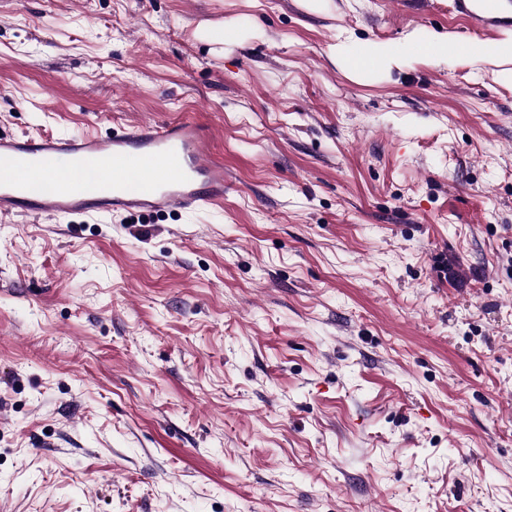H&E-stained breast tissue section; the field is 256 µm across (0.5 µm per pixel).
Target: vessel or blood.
I'll list each match as a JSON object with an SVG mask.
<instances>
[{
    "label": "vessel or blood",
    "instance_id": "obj_1",
    "mask_svg": "<svg viewBox=\"0 0 512 512\" xmlns=\"http://www.w3.org/2000/svg\"><path fill=\"white\" fill-rule=\"evenodd\" d=\"M475 31L512 27V0H452ZM186 115L111 134L0 136V217L200 210L224 199V163Z\"/></svg>",
    "mask_w": 512,
    "mask_h": 512
}]
</instances>
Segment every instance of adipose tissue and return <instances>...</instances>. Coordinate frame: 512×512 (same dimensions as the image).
I'll return each instance as SVG.
<instances>
[{
    "label": "adipose tissue",
    "mask_w": 512,
    "mask_h": 512,
    "mask_svg": "<svg viewBox=\"0 0 512 512\" xmlns=\"http://www.w3.org/2000/svg\"><path fill=\"white\" fill-rule=\"evenodd\" d=\"M336 55L345 70L355 77L391 68L406 57L431 65L464 59L475 65L496 67L499 82L512 84V40L485 39L465 45L451 33L428 30L421 36L408 34L397 43L353 41L337 48Z\"/></svg>",
    "instance_id": "adipose-tissue-1"
}]
</instances>
